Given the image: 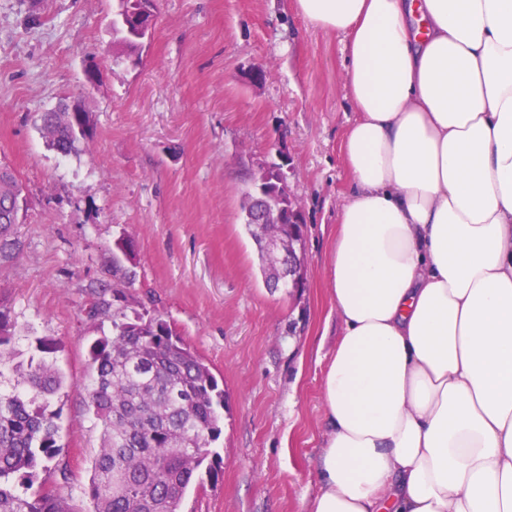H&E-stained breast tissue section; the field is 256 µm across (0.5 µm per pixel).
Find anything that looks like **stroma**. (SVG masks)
<instances>
[{
  "mask_svg": "<svg viewBox=\"0 0 512 512\" xmlns=\"http://www.w3.org/2000/svg\"><path fill=\"white\" fill-rule=\"evenodd\" d=\"M118 0H0V162L23 187L16 247L0 261V311L18 359L39 338L63 377L61 464L40 478L70 512L101 428L87 406L94 290L175 325L222 379L224 474L180 512H309L325 444L323 380L343 332L328 271L352 187L341 144L354 121L340 38L293 0H157L137 57ZM263 70L262 83L246 75ZM80 103L91 129L58 153L40 117ZM287 154L306 222L303 288L267 287L240 202L258 166Z\"/></svg>",
  "mask_w": 512,
  "mask_h": 512,
  "instance_id": "35a3bbf8",
  "label": "stroma"
}]
</instances>
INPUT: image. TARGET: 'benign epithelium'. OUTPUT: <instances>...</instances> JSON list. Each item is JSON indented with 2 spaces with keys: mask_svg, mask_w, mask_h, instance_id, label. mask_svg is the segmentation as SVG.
I'll list each match as a JSON object with an SVG mask.
<instances>
[{
  "mask_svg": "<svg viewBox=\"0 0 512 512\" xmlns=\"http://www.w3.org/2000/svg\"><path fill=\"white\" fill-rule=\"evenodd\" d=\"M154 11V0H129V12L142 22L139 27L143 36L151 31L150 19ZM286 159L273 167L264 164L254 173L252 190L255 204L251 223L254 233L260 240L264 253L268 255L269 267L268 287L279 288L288 283L294 288H300L307 281L308 265L306 256L295 245L293 238L283 241L271 235L266 230L268 224H300L303 215L295 201L284 205L281 203L279 192L288 185L287 174L284 171Z\"/></svg>",
  "mask_w": 512,
  "mask_h": 512,
  "instance_id": "obj_1",
  "label": "benign epithelium"
}]
</instances>
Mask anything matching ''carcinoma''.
<instances>
[{
    "label": "carcinoma",
    "mask_w": 512,
    "mask_h": 512,
    "mask_svg": "<svg viewBox=\"0 0 512 512\" xmlns=\"http://www.w3.org/2000/svg\"><path fill=\"white\" fill-rule=\"evenodd\" d=\"M118 17L129 52L140 49ZM43 127L53 145L69 152L77 132L66 109L47 112ZM22 195L11 170L0 166V259L8 257L15 226L13 204ZM89 319L112 316V334L88 347V407L101 426V448L91 461L84 494L92 512H179V505L202 475L222 473L223 458L211 448L222 432L224 389L210 368L167 320L136 309L110 308L94 297ZM11 324L0 312V378L9 368L17 383L0 391V512H68L44 484L39 471L58 461L59 414L49 410L62 378L46 355L49 340H37L40 356L9 366ZM27 493L20 494L16 487Z\"/></svg>",
    "instance_id": "carcinoma-1"
}]
</instances>
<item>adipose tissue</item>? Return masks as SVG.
Wrapping results in <instances>:
<instances>
[{"mask_svg": "<svg viewBox=\"0 0 512 512\" xmlns=\"http://www.w3.org/2000/svg\"><path fill=\"white\" fill-rule=\"evenodd\" d=\"M345 44L311 512H512V0H294Z\"/></svg>", "mask_w": 512, "mask_h": 512, "instance_id": "obj_1", "label": "adipose tissue"}]
</instances>
